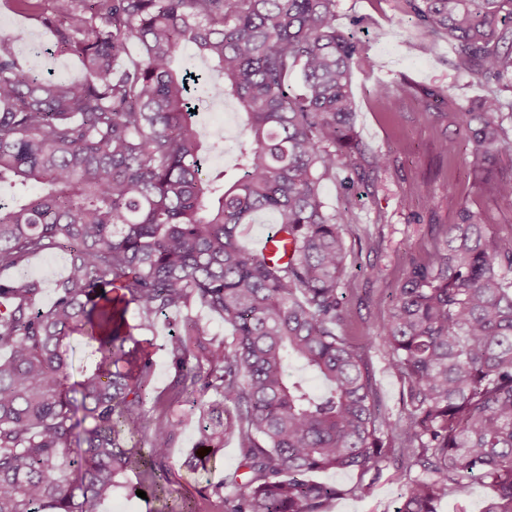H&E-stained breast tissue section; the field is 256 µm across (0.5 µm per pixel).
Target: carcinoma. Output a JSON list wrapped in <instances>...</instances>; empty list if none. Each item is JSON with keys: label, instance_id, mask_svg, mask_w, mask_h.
<instances>
[{"label": "carcinoma", "instance_id": "cac0c4a2", "mask_svg": "<svg viewBox=\"0 0 512 512\" xmlns=\"http://www.w3.org/2000/svg\"><path fill=\"white\" fill-rule=\"evenodd\" d=\"M79 59L76 83L33 71L0 48V183L39 190L0 202V272L39 254L67 255L53 303L42 283L0 278V512H102L128 487L156 495L171 448L195 425L190 470L224 512H327L342 491L314 471L356 470L375 484L394 469L396 512H440L471 480L493 490L483 512H512V230L463 211L427 259H412L374 336L356 343L347 318L344 223L321 183L349 167L350 191L385 170L353 135L355 33L335 24L336 0H13ZM446 41L478 80L512 74V0H403L397 23ZM129 39L141 58L118 73ZM191 44L224 76L218 93L241 112L237 174L206 167L194 121L195 77L175 67ZM395 108V89L376 88ZM502 102L465 113L480 165L512 141L494 119ZM259 213L292 237L270 262L240 242ZM198 304L230 327L220 341L187 317L165 345L168 387H153L151 353L129 324ZM83 336L92 370L65 385L70 338ZM133 347L126 348V343ZM404 381L393 420L376 398L369 353ZM326 385L316 394L288 368ZM189 405L187 413L174 410ZM142 446L128 447L125 431ZM237 438L231 477H208L224 435ZM148 451H142V448Z\"/></svg>", "mask_w": 512, "mask_h": 512}]
</instances>
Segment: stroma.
<instances>
[{"mask_svg": "<svg viewBox=\"0 0 512 512\" xmlns=\"http://www.w3.org/2000/svg\"><path fill=\"white\" fill-rule=\"evenodd\" d=\"M402 0H336V25L350 28L360 21L362 59L351 75L355 108V135L370 152L389 154L391 163L373 185L345 191L340 182L324 180L322 196L344 218L348 259L343 283L348 299L347 335L355 340L375 335L389 313V295L402 278L409 259L425 258L448 225L457 223L461 210L473 212L480 223L495 231H512V202L496 198L492 183L512 178V154L497 155L491 165L472 166L464 114L479 99L496 93L505 107L497 116L512 137V80L485 82L457 69L447 45L433 54L423 53L421 30L396 24ZM387 83L401 88L395 111L382 109L375 89ZM428 90V97L410 95V88ZM452 152H445V145ZM379 268V278L369 275ZM198 319L206 333L222 337L223 323L207 309L170 312L153 329L139 328L136 309L127 318L135 325L134 336L148 343L155 362L154 385L162 389L172 370L164 349L172 325L184 317ZM373 384L381 407L390 415L401 410L403 384L388 369L378 351H371ZM198 433L183 429L172 448V475L162 501L165 512H222L220 502L203 496L196 474L183 461ZM312 480L338 486L342 494L327 512H395L403 486L384 476L366 486L356 471H324Z\"/></svg>", "mask_w": 512, "mask_h": 512, "instance_id": "stroma-1", "label": "stroma"}]
</instances>
